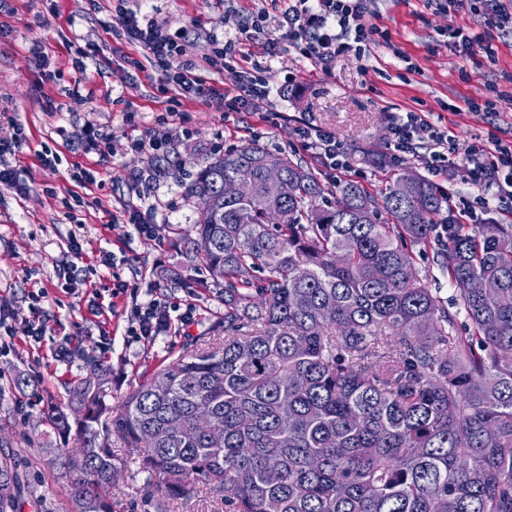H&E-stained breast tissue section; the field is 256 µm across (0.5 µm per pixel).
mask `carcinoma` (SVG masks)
<instances>
[{"instance_id":"1","label":"carcinoma","mask_w":512,"mask_h":512,"mask_svg":"<svg viewBox=\"0 0 512 512\" xmlns=\"http://www.w3.org/2000/svg\"><path fill=\"white\" fill-rule=\"evenodd\" d=\"M285 178L269 187L263 162ZM247 180L246 200L224 181ZM188 235L194 270L224 281V343L194 349L112 404L110 369L49 406L72 512H112L123 439L164 502L198 485L230 512H512V224H447L430 180L394 173L382 203L331 188L284 154L243 145L204 160ZM440 242L447 306L409 247ZM473 279L488 284L480 293ZM210 412L215 443L197 429ZM17 476L0 465V512Z\"/></svg>"}]
</instances>
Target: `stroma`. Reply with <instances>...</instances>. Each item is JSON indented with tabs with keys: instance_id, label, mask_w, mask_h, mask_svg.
<instances>
[{
	"instance_id": "obj_1",
	"label": "stroma",
	"mask_w": 512,
	"mask_h": 512,
	"mask_svg": "<svg viewBox=\"0 0 512 512\" xmlns=\"http://www.w3.org/2000/svg\"><path fill=\"white\" fill-rule=\"evenodd\" d=\"M128 9L154 11L170 31L203 32L212 27L237 36L249 15L265 9L269 30H276L284 0H127ZM377 23L392 42L418 65L404 71L390 49L372 48L369 58L341 56L328 70L281 48L272 60L267 120L262 112H230L224 104L186 102L175 106L157 90L162 67L138 70L131 59L139 47L113 38L123 18L110 12L107 0H6L0 24V138L11 139L22 125L28 141L10 160L25 193L0 186V299L14 308V345L0 354V462L17 472V512H71L68 486L49 460L58 439L42 420L48 400L65 398L69 388L86 378L84 356L100 359L112 370V394L123 397L158 367L185 350L216 343L224 336V284L190 271L184 239L197 218L198 204L186 195L200 163L233 146L258 144L306 162L326 183L359 182L374 196L385 187L384 168L417 175L426 169L418 159L400 158L388 146V127L406 112L430 113L449 128L460 147L486 136L491 124L512 131V97L499 101L498 120L479 114L444 111V103L479 97L485 84L512 71V37L499 44V61H464L440 41L446 17L423 0H377ZM95 50L82 72L70 58ZM294 74L285 82L286 74ZM54 98L59 111L45 109ZM308 121L335 133L349 158V172L333 173L316 150L297 135ZM107 135L114 152L100 163L86 151L87 126ZM166 135V153L133 154L131 141ZM59 154L57 170L40 156ZM94 171V183L77 187L72 165ZM156 206L151 238L138 235L128 222V208ZM84 242L87 256L113 252L121 263L100 269L90 282L76 281L63 291L59 279L71 261V238ZM422 285L443 301L453 290L439 267L436 246L413 249ZM146 290L167 289L169 295L194 304L191 324L156 341L129 342L128 296H113L114 277ZM46 290L42 312L29 306V292ZM114 303L107 318L93 315V296ZM43 322L40 340L30 335L32 322ZM159 497L148 485L138 461L127 460L112 484L114 512H157Z\"/></svg>"
}]
</instances>
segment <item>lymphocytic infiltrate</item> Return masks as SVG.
I'll use <instances>...</instances> for the list:
<instances>
[{
	"mask_svg": "<svg viewBox=\"0 0 512 512\" xmlns=\"http://www.w3.org/2000/svg\"><path fill=\"white\" fill-rule=\"evenodd\" d=\"M123 13L118 36L139 47L147 62L166 66L163 93L172 101L226 100L234 112H260L268 97L269 59L288 45L303 59L321 67L345 53L364 58L370 44L388 40V33L374 23L373 0H289L281 14L279 37L266 41L265 60L245 54L240 39L210 31L203 53L181 32H170L149 14L126 10L125 0H113ZM434 11L456 16L463 12L482 17L488 27L512 34V0H427ZM231 71L237 77L236 93L226 96L222 87L209 81L208 72ZM303 142L318 150L332 170L345 171L349 165L332 131L303 123L297 130ZM389 142L403 155L426 145L421 160L432 173H447L449 167L464 164L472 188L468 201L449 199L448 208L456 223L474 224L479 215L498 202L503 216L512 217V141L495 136L475 139L459 147L452 131L432 123L423 112H408L405 119L389 128ZM171 306L155 289H147L143 301L134 303L128 317L129 333L144 339L170 335Z\"/></svg>",
	"mask_w": 512,
	"mask_h": 512,
	"instance_id": "f902f5d3",
	"label": "lymphocytic infiltrate"
}]
</instances>
